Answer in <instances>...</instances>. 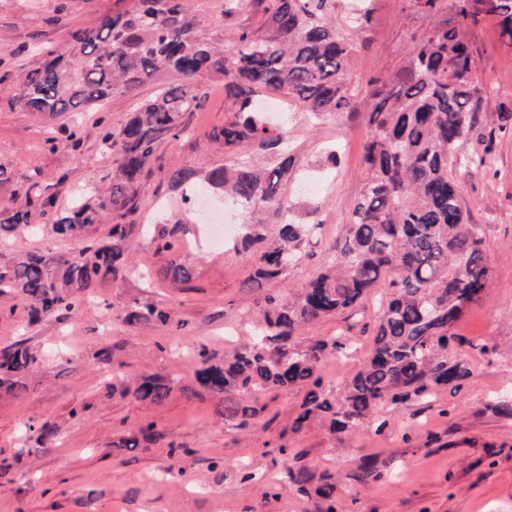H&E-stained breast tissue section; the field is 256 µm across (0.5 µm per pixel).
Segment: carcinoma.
Segmentation results:
<instances>
[{"instance_id": "carcinoma-1", "label": "carcinoma", "mask_w": 512, "mask_h": 512, "mask_svg": "<svg viewBox=\"0 0 512 512\" xmlns=\"http://www.w3.org/2000/svg\"><path fill=\"white\" fill-rule=\"evenodd\" d=\"M226 1L247 6L258 17L257 27L237 28L227 50L221 38L202 33L198 0H134L130 8L104 15L97 26L72 31L77 43L72 57L42 55L13 79L10 101L51 120L100 111L101 140L120 159L105 190L90 198L84 193L63 211L55 194L37 189L32 175L25 177L24 203L0 208V236L19 228L38 234L50 224L58 237L80 242L99 225H109L104 240L67 256L49 249L0 255V295L19 299L30 321L73 314L100 285L125 274V244L140 212L141 179L158 161L157 143L180 139L182 114L201 106L198 79L204 76L224 79L231 116L210 139L231 159L201 180L189 169L176 171L171 187L197 197L220 191L236 205L248 229L242 249L256 256L243 287L277 280L300 259L316 225L289 217L294 158L283 148L288 116L262 112L254 103L271 90L302 106L313 120L350 109L346 74L354 47L332 19L335 0H206L221 16ZM451 9L452 18L413 46L391 87L373 93L377 101L367 117L363 146L364 185L336 245V265L294 297L265 295L247 347L220 361L198 353L193 394L220 398L224 418L246 415V396L296 388L304 396L292 431L319 419L330 432L345 433L382 406L425 398L470 374L463 360L448 355V344L456 339L452 329L466 311L463 303L480 300L489 267L448 161L477 124V50L465 41L464 30L492 19L502 44L512 49V0H454ZM161 75L169 80L125 119L105 111L112 97ZM60 130L73 150L81 147L80 125ZM251 148L275 153L272 168L233 157ZM270 221L278 224L271 240L256 228ZM145 232L152 234L156 252L174 248L177 229ZM383 285L388 293L363 367L340 390L326 386L323 367L346 355L348 347L336 338L300 346L299 330L358 306ZM125 321L166 326L172 318L136 299L126 308ZM38 363L24 340L0 347V393L20 396L22 378ZM177 382L176 376L142 374L127 392L153 404ZM289 474L300 491L314 494L318 512H337L333 476L306 468Z\"/></svg>"}]
</instances>
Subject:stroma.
Instances as JSON below:
<instances>
[{"label":"stroma","mask_w":512,"mask_h":512,"mask_svg":"<svg viewBox=\"0 0 512 512\" xmlns=\"http://www.w3.org/2000/svg\"><path fill=\"white\" fill-rule=\"evenodd\" d=\"M451 3L440 0L439 8L427 12L415 0H367L370 20L353 35L346 74L354 90L352 109L315 123L301 109H289L288 149L302 182L291 204L296 219L316 230L304 256L280 279L245 292L253 254L212 244V226L168 183L174 170L202 176L224 164L223 148L208 137L227 118L224 83L205 78L203 105L182 116L185 136L159 143L160 166L140 186L143 217L167 205L165 225L177 230V251L155 253L150 238L133 230L126 245L128 273L70 317L52 315L32 325L12 298L0 296V346L23 339L40 358L20 397H0V458H21L10 480H0V512H317L315 500L288 478L289 467L299 465L335 474L339 512H512V419L491 409L497 398H512V97L487 92L491 82L512 85V51L501 46L493 22L467 31L478 51V124L449 163L491 269L481 299L454 328L470 343V375L431 397L386 405L347 436L316 424L292 433L302 400L294 389L247 398L256 413L231 422L217 397L189 392L197 350L220 358L247 345L264 294L297 293L334 261L336 241L363 186L373 83L406 65L414 41L450 16ZM130 4L68 0L61 14L58 0H0L6 71L27 69L41 47L70 52L73 28L95 27L103 15ZM9 97L8 84H0V166L17 175L38 173L63 209L77 190L105 185L118 157L102 142L96 113L63 115L62 124H82L83 144L75 151L62 142L51 151L44 140L55 123ZM332 149L342 157L335 169L325 163ZM487 155L491 164L481 165ZM63 172L69 178L61 185ZM185 257L190 280L165 279L163 267ZM136 298L168 308L174 320L185 322L183 333L154 322L124 323V310ZM378 305L374 295L361 307L302 329L301 344L336 336L350 345L347 357L325 366L326 383L339 384L362 366ZM105 348L126 376L174 374L181 383L160 403L137 402L103 370L97 355ZM148 423L156 441L121 447V440L137 436ZM30 424L55 428L48 448L35 449Z\"/></svg>","instance_id":"1"}]
</instances>
